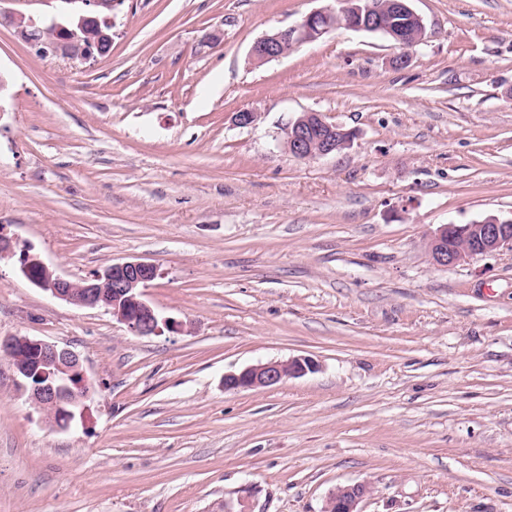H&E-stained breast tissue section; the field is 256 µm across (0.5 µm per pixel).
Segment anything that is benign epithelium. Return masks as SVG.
<instances>
[{"instance_id": "benign-epithelium-1", "label": "benign epithelium", "mask_w": 512, "mask_h": 512, "mask_svg": "<svg viewBox=\"0 0 512 512\" xmlns=\"http://www.w3.org/2000/svg\"><path fill=\"white\" fill-rule=\"evenodd\" d=\"M81 3L70 27L51 23L59 35L52 53H63L71 60L88 62L95 59L78 42L67 39L69 34L93 29L97 40L112 41L114 11L124 0H63L65 4ZM389 12L408 15L418 27L416 39L409 40L398 28L383 26L381 11L366 0H341L339 8H321L306 14L301 21L286 29L277 30L258 39L250 51L256 64L285 56V44L294 46L313 42L332 30L383 32L389 35L401 52L394 57V65L408 62L407 50L426 38V26L408 4V0H390ZM337 124L329 122L316 112H305L284 128V143L289 153L300 160H317L336 153ZM507 249L512 251V218L490 216L467 224H443L429 244L430 255L438 266H452L478 255ZM21 272L34 286L51 297L78 306L102 307L112 318L127 326L137 336H158L164 332L179 333L183 324L172 318H162L145 299V288L159 275L158 267L147 261L116 262L85 279L80 288L71 287V281L56 274L37 256L29 253L21 259ZM0 351L9 356L24 352L32 362L31 368L45 380L32 386L20 383L35 407L52 405L61 409L58 426L67 428L74 414L68 409L71 402L85 400L82 390L86 383L69 384L75 374H83L82 362L75 352L65 346L49 343L30 336H8L0 339ZM313 360L292 358L288 361H270L249 366L238 373L224 376V389L241 390L270 387L288 378L314 370ZM364 484L338 487L326 501L323 512H359L357 506L367 494Z\"/></svg>"}]
</instances>
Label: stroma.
<instances>
[{
  "mask_svg": "<svg viewBox=\"0 0 512 512\" xmlns=\"http://www.w3.org/2000/svg\"><path fill=\"white\" fill-rule=\"evenodd\" d=\"M335 3L124 0L90 63L0 25V230L71 280L156 264L146 299L185 327L133 335L0 261V337L70 348L96 389L56 428L0 356V512H323L358 483L360 512H512V252L429 253L441 225L512 217V0H410L427 38L402 68L345 29L249 60ZM305 112L353 147L293 158ZM303 356L318 370L224 388ZM314 367L313 360L307 357L252 365L238 373L225 375L224 388L225 390H241L270 387L288 378L304 375L314 370Z\"/></svg>",
  "mask_w": 512,
  "mask_h": 512,
  "instance_id": "obj_1",
  "label": "stroma"
}]
</instances>
